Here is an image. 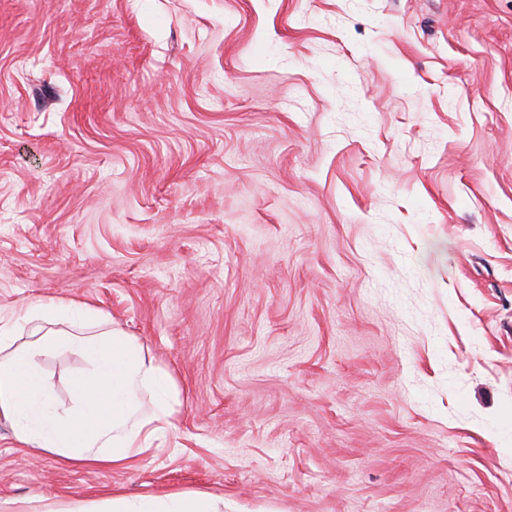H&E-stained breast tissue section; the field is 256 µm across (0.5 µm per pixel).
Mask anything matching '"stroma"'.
<instances>
[{
	"instance_id": "stroma-1",
	"label": "stroma",
	"mask_w": 512,
	"mask_h": 512,
	"mask_svg": "<svg viewBox=\"0 0 512 512\" xmlns=\"http://www.w3.org/2000/svg\"><path fill=\"white\" fill-rule=\"evenodd\" d=\"M174 373L147 464L0 421V501L512 512V0H0V313ZM90 364L41 360L53 402Z\"/></svg>"
}]
</instances>
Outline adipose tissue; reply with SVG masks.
<instances>
[{
    "label": "adipose tissue",
    "instance_id": "adipose-tissue-1",
    "mask_svg": "<svg viewBox=\"0 0 512 512\" xmlns=\"http://www.w3.org/2000/svg\"><path fill=\"white\" fill-rule=\"evenodd\" d=\"M24 333L28 341L17 343ZM57 351L80 353L93 363L73 378L77 403L64 412L53 407L38 368L41 355ZM176 405L171 370L89 305L39 301L23 314L0 315V419L31 453L75 466L141 463L177 430ZM9 512H224V500L200 490L67 505L41 496L14 503Z\"/></svg>",
    "mask_w": 512,
    "mask_h": 512
}]
</instances>
